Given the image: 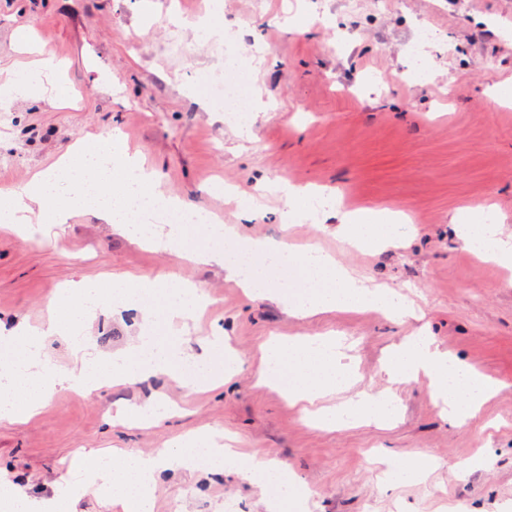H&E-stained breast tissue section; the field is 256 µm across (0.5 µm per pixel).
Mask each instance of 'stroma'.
Returning a JSON list of instances; mask_svg holds the SVG:
<instances>
[{
  "label": "stroma",
  "instance_id": "stroma-1",
  "mask_svg": "<svg viewBox=\"0 0 512 512\" xmlns=\"http://www.w3.org/2000/svg\"><path fill=\"white\" fill-rule=\"evenodd\" d=\"M419 48L426 77L411 76ZM60 65L56 84L0 109V190L20 189L82 143L118 134L155 174L153 192L241 224L243 240L293 241L328 252L415 305L413 319L359 307L310 319L247 298L224 272L189 254L132 242L76 209L63 233L22 236L0 224V327L56 318L58 293L87 280L125 275L201 286L208 303L186 326L139 308L99 310L83 336L100 352L152 336L177 351L219 358V336L241 359L219 386L195 388L152 377L90 393L63 390L31 419L0 420V481L37 499L52 497L82 448L149 455L183 438L218 431L240 457L287 462L300 486L295 512H512V270L472 255L449 222L482 220L495 205L512 238V104L489 108L495 89L512 92V0H0V63H33L20 33ZM242 59L229 77L258 116L229 121L204 88L225 52ZM341 190L349 209L382 206L413 216L396 246L345 247L335 210L283 223L286 198L266 184ZM440 349L493 378L499 390L462 426L446 417L418 376L389 385L390 347L418 329ZM339 340L357 381L327 396L393 388L392 424L338 428L312 423L276 387L260 382L274 338ZM150 397L170 411L143 426L113 420L117 406ZM428 456L437 467L389 485L385 460ZM486 458V469L458 466ZM285 512L274 487L243 481L236 460L220 475L164 473L155 512Z\"/></svg>",
  "mask_w": 512,
  "mask_h": 512
}]
</instances>
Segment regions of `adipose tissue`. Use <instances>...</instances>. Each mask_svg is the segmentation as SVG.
Wrapping results in <instances>:
<instances>
[{"label": "adipose tissue", "instance_id": "adipose-tissue-1", "mask_svg": "<svg viewBox=\"0 0 512 512\" xmlns=\"http://www.w3.org/2000/svg\"><path fill=\"white\" fill-rule=\"evenodd\" d=\"M144 172L130 157L118 137H107L95 145L77 147L73 156L61 159L57 167L38 174L17 192L13 203L0 209L1 224H15L25 233H33L37 225L67 223L73 209L66 206L69 198L93 202L99 218L126 237L150 245H165L169 250L179 246L176 230L162 224H136L126 217L129 196ZM61 199L54 213H47L48 199ZM404 220L401 212L385 207H364L345 213L341 234L351 245L378 248L388 241V225ZM457 237L466 245H482L486 255L506 268H512V241L504 239L498 225L466 224L455 220ZM250 252L260 266L244 274L227 256L202 252L197 261L223 267L224 275L243 288L248 296L285 302L292 315L307 319L336 309L365 305L388 316L410 315L412 305L399 291L374 288L362 277L352 274L331 254L313 247L293 243L252 240ZM275 270H293L310 287L306 296L289 301L286 291L269 285V274ZM384 370L389 379L426 374L434 399L457 424H465L477 410L497 393L494 382L462 361L439 349L431 337L418 334L390 350ZM266 382L277 385L289 400L301 405L312 420L324 428L335 429L352 423L371 421L391 423L398 413L394 396L387 391L358 395L334 406H322L328 392L349 386L353 365L347 362L335 339L310 337L284 343L269 341L266 345ZM205 449L190 455L162 449L153 454L133 455L122 450L82 451L77 469L86 484H98L100 490L112 493L122 512H154L158 479L162 471L181 467L201 468L220 473L226 459L231 458L219 433L203 435ZM242 479H258L277 488L282 497L295 492V478L286 463L262 457H248L239 464Z\"/></svg>", "mask_w": 512, "mask_h": 512}]
</instances>
